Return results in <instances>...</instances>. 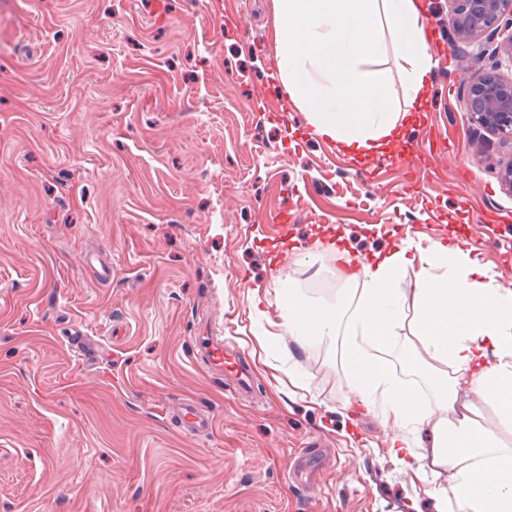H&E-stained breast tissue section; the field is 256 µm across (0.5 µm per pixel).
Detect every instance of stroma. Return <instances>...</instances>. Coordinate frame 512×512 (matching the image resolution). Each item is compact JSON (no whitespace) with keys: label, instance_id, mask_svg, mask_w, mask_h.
Instances as JSON below:
<instances>
[{"label":"stroma","instance_id":"1","mask_svg":"<svg viewBox=\"0 0 512 512\" xmlns=\"http://www.w3.org/2000/svg\"><path fill=\"white\" fill-rule=\"evenodd\" d=\"M424 3L428 98L361 161L281 89L274 0H0V512H432L447 476L391 456L338 347L258 359L275 309L250 305L333 300L338 247L407 239L467 242L512 289V143L463 107L475 68L512 61ZM203 331L247 358L248 398L197 362ZM186 398L211 432L178 427Z\"/></svg>","mask_w":512,"mask_h":512}]
</instances>
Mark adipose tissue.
<instances>
[{
  "mask_svg": "<svg viewBox=\"0 0 512 512\" xmlns=\"http://www.w3.org/2000/svg\"><path fill=\"white\" fill-rule=\"evenodd\" d=\"M275 67L314 136L358 155L398 139L439 65L423 0H274ZM393 57L394 68L384 60ZM332 303L276 299L298 347L337 341L359 405L379 411L390 452L417 475L448 474L437 512H512V290L461 245L402 243L345 277ZM412 322H405L406 309ZM403 347L434 392L421 405L381 352ZM489 406L482 413L466 392ZM426 432L413 454L407 425Z\"/></svg>",
  "mask_w": 512,
  "mask_h": 512,
  "instance_id": "ef3b65f1",
  "label": "adipose tissue"
}]
</instances>
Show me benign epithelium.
<instances>
[{
    "mask_svg": "<svg viewBox=\"0 0 512 512\" xmlns=\"http://www.w3.org/2000/svg\"><path fill=\"white\" fill-rule=\"evenodd\" d=\"M451 20L457 33L490 44L501 38L495 52L512 58V0H451ZM466 111L488 131L512 140V79L481 70L475 72L465 100Z\"/></svg>",
    "mask_w": 512,
    "mask_h": 512,
    "instance_id": "benign-epithelium-1",
    "label": "benign epithelium"
}]
</instances>
